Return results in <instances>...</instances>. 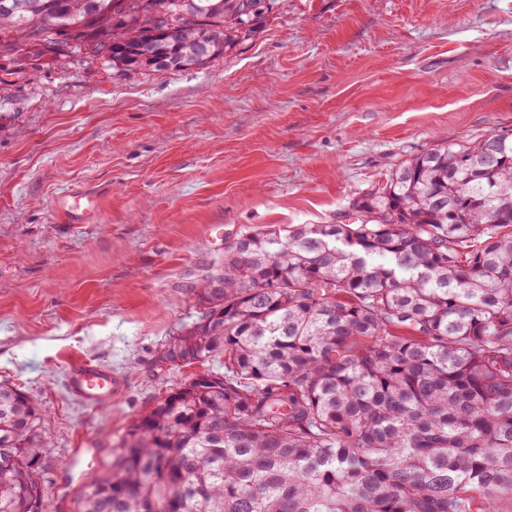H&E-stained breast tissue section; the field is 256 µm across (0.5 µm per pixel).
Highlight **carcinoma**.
<instances>
[{
  "label": "carcinoma",
  "instance_id": "1",
  "mask_svg": "<svg viewBox=\"0 0 512 512\" xmlns=\"http://www.w3.org/2000/svg\"><path fill=\"white\" fill-rule=\"evenodd\" d=\"M0 0V52L204 67L277 0ZM204 33L200 48L189 38ZM354 221L245 233L166 358L206 370L127 431L78 512H512V138L440 143ZM31 396L0 382V512H50Z\"/></svg>",
  "mask_w": 512,
  "mask_h": 512
}]
</instances>
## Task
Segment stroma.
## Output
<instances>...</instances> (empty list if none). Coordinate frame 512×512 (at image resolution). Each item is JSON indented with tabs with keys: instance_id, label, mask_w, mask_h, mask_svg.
<instances>
[{
	"instance_id": "obj_1",
	"label": "stroma",
	"mask_w": 512,
	"mask_h": 512,
	"mask_svg": "<svg viewBox=\"0 0 512 512\" xmlns=\"http://www.w3.org/2000/svg\"><path fill=\"white\" fill-rule=\"evenodd\" d=\"M512 137V0H280L202 68L117 72L0 56V381L35 398L41 483L77 512L134 421L200 363L165 353L191 284L242 232L335 224L440 139ZM98 193L88 224L60 208ZM84 361L120 388L73 397Z\"/></svg>"
}]
</instances>
